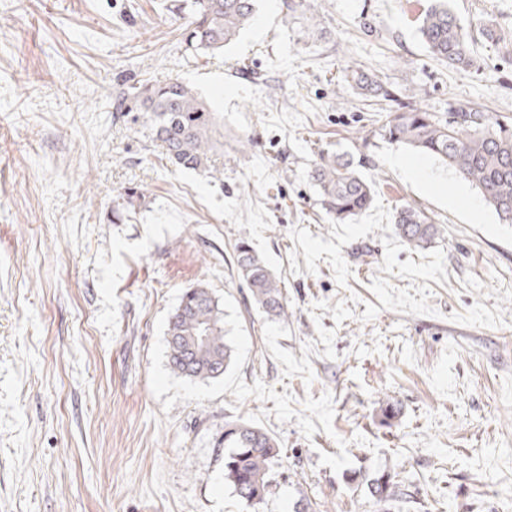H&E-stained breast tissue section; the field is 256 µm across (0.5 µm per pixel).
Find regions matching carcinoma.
I'll use <instances>...</instances> for the list:
<instances>
[{
	"instance_id": "carcinoma-1",
	"label": "carcinoma",
	"mask_w": 512,
	"mask_h": 512,
	"mask_svg": "<svg viewBox=\"0 0 512 512\" xmlns=\"http://www.w3.org/2000/svg\"><path fill=\"white\" fill-rule=\"evenodd\" d=\"M256 10L257 0H194L188 47L204 56L224 51ZM418 33L437 60L454 68L481 70L471 49L472 26L461 22L448 0H432L418 18ZM478 34L503 54H512V42L494 30L483 27ZM343 79L367 96L392 99L375 77L345 69ZM113 111L134 124H149L172 165L223 181L224 169L217 161L224 156V127L208 100L190 84L175 78L122 85L113 95ZM384 136L442 160L461 181L480 191L501 221L512 223V124L463 105L449 108L445 119L422 107L403 106L391 113ZM308 177L318 188L322 208L338 223L354 220L372 204V182L339 155L319 154ZM394 224L401 242L413 249L426 248L440 233L439 225L410 203L396 210ZM233 266L256 309L272 317L287 316L277 277L244 237L234 243ZM166 336L168 366L178 376L218 379L232 363L223 310L202 283L183 291L168 317ZM198 336L206 337V342L196 341ZM278 451L276 438L262 429L240 421L224 423V479L246 505H258L270 493ZM367 490L383 505V512H400L390 475L370 480Z\"/></svg>"
}]
</instances>
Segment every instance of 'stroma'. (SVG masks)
<instances>
[{"label":"stroma","mask_w":512,"mask_h":512,"mask_svg":"<svg viewBox=\"0 0 512 512\" xmlns=\"http://www.w3.org/2000/svg\"><path fill=\"white\" fill-rule=\"evenodd\" d=\"M191 2L0 0V512H378L366 483L383 472L402 512H512V224L382 136L401 105L512 122V59L481 39V71L431 59L415 24L430 0H312L310 33L259 0L210 58L185 43ZM448 4L512 40V0ZM176 77L219 112L223 182L161 160L112 110L117 84ZM322 150L376 183L353 221L307 177ZM407 202L441 226L427 249L395 233ZM241 236L287 317L250 306ZM200 283L234 361L191 381L167 366L166 322ZM234 420L280 444L253 507L224 482ZM343 79L351 83L362 94L372 97H382L391 100L392 96L387 87L377 78L352 69L343 70Z\"/></svg>","instance_id":"stroma-1"}]
</instances>
